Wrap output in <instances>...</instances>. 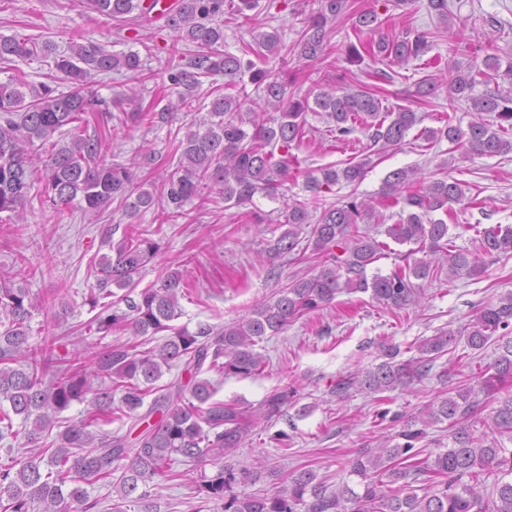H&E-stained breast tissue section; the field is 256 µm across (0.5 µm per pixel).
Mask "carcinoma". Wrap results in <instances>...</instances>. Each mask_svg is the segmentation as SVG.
I'll use <instances>...</instances> for the list:
<instances>
[{"instance_id":"carcinoma-1","label":"carcinoma","mask_w":512,"mask_h":512,"mask_svg":"<svg viewBox=\"0 0 512 512\" xmlns=\"http://www.w3.org/2000/svg\"><path fill=\"white\" fill-rule=\"evenodd\" d=\"M85 10L113 21L124 22L137 13L139 0H72ZM347 10V0H319L318 10L308 18L292 46L278 32H262L253 43L242 47L238 56L224 50V0H177L166 19L174 33L170 47L168 80L178 95L168 101L166 112L187 107V96L215 76L229 78V84L249 74L262 89L264 104L279 113L273 124L250 108L246 96L218 94L208 104L205 115L193 120L179 139L177 165L161 185L160 193L136 182L134 165L108 163L112 146L104 136L86 138L82 125L87 115L106 107L98 94L99 76L125 70L150 80L136 52L115 53L88 41L74 43L59 53L47 41L27 35H0V64H11L33 57L50 58L54 70L68 85L65 92L47 83L35 87L25 73L0 82V214L14 221L26 220L27 206H51L63 212L76 204L85 213H99L118 200L127 215L135 218L152 208L166 219L181 215L186 203L205 192L223 197L225 207H245L258 193L278 195L290 174V149L306 136L307 113L325 112L333 120V137L346 142L356 129L372 131L371 140L384 148L398 147L420 118L411 109L383 110L379 92L360 86L342 94L324 89L309 99L288 92L292 81L285 70L287 57L295 54L312 63L323 64L329 57L332 24ZM185 41L191 49L182 52ZM429 47L425 32H409L400 39L382 38L376 43V56L392 63H407ZM278 60V66L271 65ZM263 66L256 65V61ZM485 69L458 65L448 79V103H472L474 118L467 129L451 123L429 131L433 139L445 138L454 146L488 156L512 153V93L486 91L474 94L477 77L489 82L499 72L498 58L489 54ZM494 112L499 124L486 122L483 114ZM135 124L153 123L154 105L137 104L126 113ZM68 127L70 141L59 143L55 134ZM369 160L352 159L342 168L328 166L318 172H302L313 204L320 210L310 221L305 205L288 207L279 236L268 247V255L292 256L295 262L308 259L301 246L302 226L312 225L311 255L320 267L316 275L302 276L279 289L271 298L251 308L239 319L215 329L201 326L192 332L172 321L181 315L179 296L185 288V274L168 268L154 284L134 289L142 269L155 256L159 244L130 230L112 246L111 237L103 245L111 253L95 264L96 287L89 304L96 310L88 329L104 336L122 329L134 336L163 334L162 342L151 348L108 347L96 353L91 364L81 351L69 357L56 353V337L49 334L41 342H30L28 321L35 308L29 289L12 280H0V399L10 409L0 407V441L15 435L12 416L22 417L32 429L28 440L54 427L57 416L72 402L86 403L93 420L108 421L121 414L132 421L128 433L99 435L80 421L68 426L49 446L29 448L0 463V512H100L101 500L87 487L102 481L112 483V475L122 469L115 486L117 498L112 512H126L132 500L148 501L147 485L165 476L172 456L189 463L223 459L241 447L258 418L271 419L282 413L294 390L274 389L259 408L248 410L236 403L213 399L215 387L200 377L204 370L226 376L250 377L263 372L264 359L255 346L266 336H274L289 323L331 303L341 291H371L372 298L391 309L402 310L420 303L422 289L414 280L430 277V256L441 254L448 261V275L459 277L475 271L469 254L451 244L449 224H460L452 204L463 201L464 185L446 177L424 183L413 168L388 174L382 196L402 202L409 211L390 225L386 234L400 244H414L422 257L388 274L367 278V266L379 259L385 243L360 231L359 225L386 216L372 202L350 194L327 204L324 193L345 182H360ZM441 211L442 218L433 213ZM481 249L489 255L512 254V227L492 226L477 230ZM125 294L119 296L117 291ZM125 308H120V304ZM512 326V293L478 309L466 328L470 348L485 347L498 330ZM458 334L444 331L422 340L420 357L397 362V350L381 346L384 361L365 372L350 374L336 381L331 390L344 399L353 388L377 393L404 388L428 375L437 358L457 343ZM184 364L188 379L155 386L163 368ZM493 373L474 377L466 387L427 406L420 417L405 424L394 446L384 442L379 448L347 461L348 475L357 478L359 489L343 483L329 491L317 481L313 470L300 468L288 473L285 485L273 493L239 495L233 491L247 473L236 474L230 465H220L211 477H204L199 492L214 503L218 512H512V451L501 438L512 440V341H507L491 366ZM121 391L120 405L113 406L112 393ZM155 394L149 405L144 399ZM497 403L491 416L492 437H478L466 426L477 416L486 399ZM448 422L451 446L433 461L420 459L423 449L415 443L426 435V428ZM421 427H416V424ZM494 477L492 487L485 480ZM420 486L413 487V484Z\"/></svg>"}]
</instances>
